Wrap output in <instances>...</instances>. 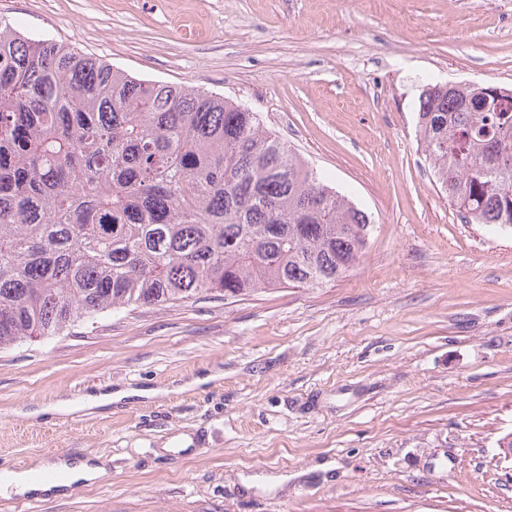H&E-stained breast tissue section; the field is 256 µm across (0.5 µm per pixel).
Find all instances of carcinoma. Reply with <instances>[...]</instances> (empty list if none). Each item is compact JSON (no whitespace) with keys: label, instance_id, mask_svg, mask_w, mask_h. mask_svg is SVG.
Wrapping results in <instances>:
<instances>
[{"label":"carcinoma","instance_id":"cac0c4a2","mask_svg":"<svg viewBox=\"0 0 512 512\" xmlns=\"http://www.w3.org/2000/svg\"><path fill=\"white\" fill-rule=\"evenodd\" d=\"M418 126L461 220L512 227V90L432 86ZM370 227L242 105L0 24V349L202 291L320 286Z\"/></svg>","mask_w":512,"mask_h":512}]
</instances>
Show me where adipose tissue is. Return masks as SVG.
Masks as SVG:
<instances>
[{
  "mask_svg": "<svg viewBox=\"0 0 512 512\" xmlns=\"http://www.w3.org/2000/svg\"><path fill=\"white\" fill-rule=\"evenodd\" d=\"M37 473L53 474L50 482L34 481ZM107 474L106 461L100 457H52L34 460L29 467L9 472L0 480V493L4 496H34L42 500H55L69 495L73 486L93 484Z\"/></svg>",
  "mask_w": 512,
  "mask_h": 512,
  "instance_id": "1",
  "label": "adipose tissue"
}]
</instances>
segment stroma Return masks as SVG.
Wrapping results in <instances>:
<instances>
[{"label":"stroma","mask_w":512,"mask_h":512,"mask_svg":"<svg viewBox=\"0 0 512 512\" xmlns=\"http://www.w3.org/2000/svg\"><path fill=\"white\" fill-rule=\"evenodd\" d=\"M0 21L239 102L375 221L319 287L0 349V470L100 455L30 512H512V228L463 223L422 91L512 88V0H0ZM148 388L94 416L61 400Z\"/></svg>","instance_id":"stroma-1"}]
</instances>
